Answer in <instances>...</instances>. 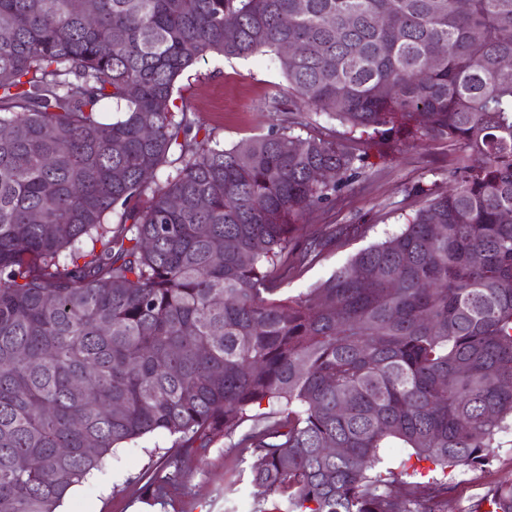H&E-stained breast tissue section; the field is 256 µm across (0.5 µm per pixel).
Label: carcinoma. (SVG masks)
I'll list each match as a JSON object with an SVG mask.
<instances>
[{
  "mask_svg": "<svg viewBox=\"0 0 512 512\" xmlns=\"http://www.w3.org/2000/svg\"><path fill=\"white\" fill-rule=\"evenodd\" d=\"M3 32L0 512H57L147 434L189 455L249 421L252 512H448L381 449L444 472L512 442V0H0ZM265 52L288 125L225 148L177 80ZM311 112L344 132L302 136ZM417 135L456 154L448 187L285 291L319 256L288 261L298 224Z\"/></svg>",
  "mask_w": 512,
  "mask_h": 512,
  "instance_id": "obj_1",
  "label": "carcinoma"
}]
</instances>
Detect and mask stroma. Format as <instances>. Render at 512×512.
Instances as JSON below:
<instances>
[{
    "label": "stroma",
    "instance_id": "1",
    "mask_svg": "<svg viewBox=\"0 0 512 512\" xmlns=\"http://www.w3.org/2000/svg\"><path fill=\"white\" fill-rule=\"evenodd\" d=\"M178 86L198 124L210 130L221 146L232 147L288 123L287 113L273 105L274 96L286 90L273 53L249 58L207 56L181 76ZM454 162V153L443 142L400 146L356 179L336 208L311 214L294 234L295 250H303L313 239L328 238L342 224L358 225L359 230L329 241L314 264L289 280L288 292L296 295L315 286L359 250L397 230L404 216L423 204L424 189L445 186ZM173 444V437L163 433L124 444L106 465L111 483L89 477L75 487L61 512H251L259 487L242 481L237 493H225L237 465V451L229 439L217 440L201 457L176 454ZM151 466L181 468V484L164 498L147 499L140 475ZM447 481L448 512H471L482 497L512 481V449H495L486 467H456Z\"/></svg>",
    "mask_w": 512,
    "mask_h": 512
}]
</instances>
